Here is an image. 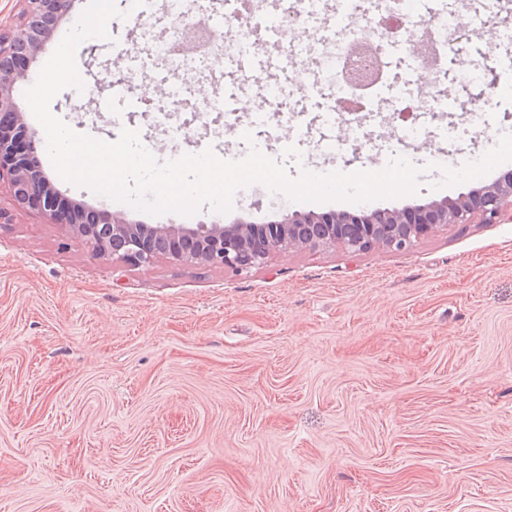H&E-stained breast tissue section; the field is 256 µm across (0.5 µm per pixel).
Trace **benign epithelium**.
I'll return each instance as SVG.
<instances>
[{"instance_id":"benign-epithelium-1","label":"benign epithelium","mask_w":512,"mask_h":512,"mask_svg":"<svg viewBox=\"0 0 512 512\" xmlns=\"http://www.w3.org/2000/svg\"><path fill=\"white\" fill-rule=\"evenodd\" d=\"M24 21L0 32V183L18 207L41 214L81 239L91 254L130 267L160 258L233 272L261 269L277 255L334 248L359 255L378 249L404 250L418 239L452 225L512 221V171L497 182L406 209L352 213L288 214L268 224H131L119 214L84 209L50 183L34 156L38 133L29 129L13 98L29 60L45 49L55 24L74 0H25ZM412 21L381 20L390 47L410 43Z\"/></svg>"}]
</instances>
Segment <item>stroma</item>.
<instances>
[{"instance_id": "35a3bbf8", "label": "stroma", "mask_w": 512, "mask_h": 512, "mask_svg": "<svg viewBox=\"0 0 512 512\" xmlns=\"http://www.w3.org/2000/svg\"><path fill=\"white\" fill-rule=\"evenodd\" d=\"M507 2L499 14L486 0H445L467 24L459 46L473 68L492 67L512 28ZM355 23L338 0H322L305 27L260 31L253 50L271 72L194 73L186 102L162 121L161 96L143 89L163 71L131 74L128 55L145 56L148 43L115 18L110 40L76 52L84 93L61 92L51 110L99 139L138 130L162 161L208 148L240 159L256 144L293 178L382 168L396 155L423 170L415 194L328 201L323 213L476 188L443 185L428 154L453 144L454 167L479 159L512 134V93L460 83L442 50L449 98L497 105L489 140L462 114L444 135L401 46L387 51L372 111L329 112V82L301 78L295 58ZM117 80L141 104L115 103L114 121L91 104ZM271 83L288 94L278 112ZM396 84L414 98L411 121L425 137L408 138L387 107ZM206 88L238 99V111L195 113ZM346 127L352 148L324 155ZM53 183L137 224H265L306 210L253 184L230 213L154 217ZM0 512H512V222L452 226L402 251L301 250L242 273L167 259L133 268L93 258L0 187Z\"/></svg>"}]
</instances>
